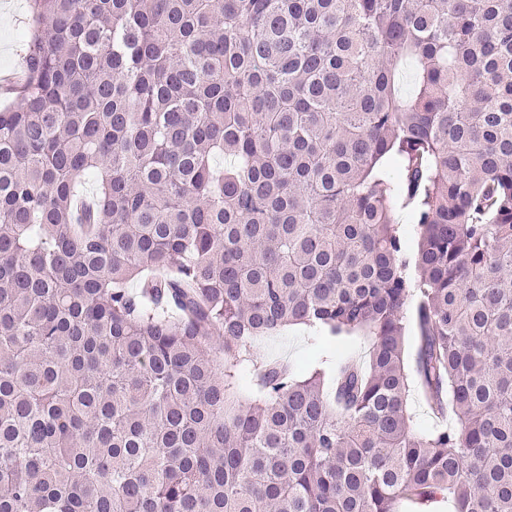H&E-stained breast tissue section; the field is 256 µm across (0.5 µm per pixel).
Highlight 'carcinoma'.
Returning a JSON list of instances; mask_svg holds the SVG:
<instances>
[{
  "label": "carcinoma",
  "mask_w": 512,
  "mask_h": 512,
  "mask_svg": "<svg viewBox=\"0 0 512 512\" xmlns=\"http://www.w3.org/2000/svg\"><path fill=\"white\" fill-rule=\"evenodd\" d=\"M29 3L0 512H512V0ZM291 325L369 360L239 400ZM414 383L455 425L412 427ZM372 343L373 337L358 333L356 336H352L350 340L343 345L326 348L321 353V356H327L333 366H336V361L343 355H350L361 362H366Z\"/></svg>",
  "instance_id": "obj_1"
}]
</instances>
